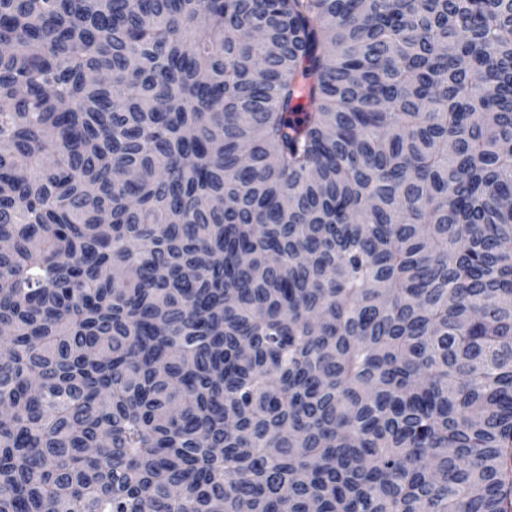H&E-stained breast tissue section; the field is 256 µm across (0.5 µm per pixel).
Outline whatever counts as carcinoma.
Returning a JSON list of instances; mask_svg holds the SVG:
<instances>
[{"label":"carcinoma","mask_w":512,"mask_h":512,"mask_svg":"<svg viewBox=\"0 0 512 512\" xmlns=\"http://www.w3.org/2000/svg\"><path fill=\"white\" fill-rule=\"evenodd\" d=\"M0 242V512H512V0H0Z\"/></svg>","instance_id":"carcinoma-1"}]
</instances>
